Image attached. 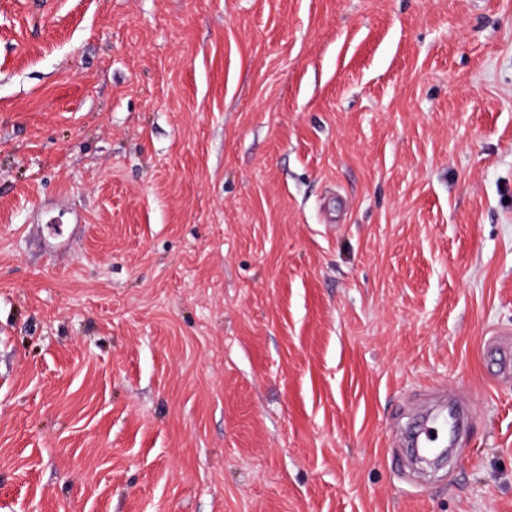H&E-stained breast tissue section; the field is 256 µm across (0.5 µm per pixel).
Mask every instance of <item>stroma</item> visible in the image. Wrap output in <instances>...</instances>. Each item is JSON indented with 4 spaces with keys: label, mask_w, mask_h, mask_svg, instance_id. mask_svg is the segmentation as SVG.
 <instances>
[{
    "label": "stroma",
    "mask_w": 512,
    "mask_h": 512,
    "mask_svg": "<svg viewBox=\"0 0 512 512\" xmlns=\"http://www.w3.org/2000/svg\"><path fill=\"white\" fill-rule=\"evenodd\" d=\"M506 334L512 0H0V512H512Z\"/></svg>",
    "instance_id": "obj_1"
}]
</instances>
